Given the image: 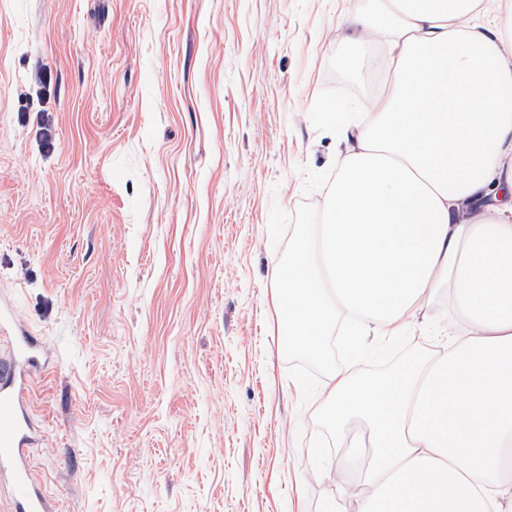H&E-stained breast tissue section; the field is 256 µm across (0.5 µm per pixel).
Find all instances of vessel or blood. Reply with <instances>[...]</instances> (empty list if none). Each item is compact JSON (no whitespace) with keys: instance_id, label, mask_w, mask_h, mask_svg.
Listing matches in <instances>:
<instances>
[{"instance_id":"b4317fda","label":"vessel or blood","mask_w":512,"mask_h":512,"mask_svg":"<svg viewBox=\"0 0 512 512\" xmlns=\"http://www.w3.org/2000/svg\"><path fill=\"white\" fill-rule=\"evenodd\" d=\"M0 334L14 339L10 354L0 359V487L9 491L11 512H49L26 458L35 442L26 394L40 346L18 324L5 299L0 301Z\"/></svg>"}]
</instances>
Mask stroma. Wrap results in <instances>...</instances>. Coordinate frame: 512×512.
Segmentation results:
<instances>
[{
	"mask_svg": "<svg viewBox=\"0 0 512 512\" xmlns=\"http://www.w3.org/2000/svg\"><path fill=\"white\" fill-rule=\"evenodd\" d=\"M384 0H0V295L48 356L27 393L50 512H325L343 478L277 297L321 220L344 66ZM448 290L358 351L436 349ZM374 27L373 19L358 11L352 12L349 19L348 32L344 39L348 43V64H357L367 49L366 40Z\"/></svg>",
	"mask_w": 512,
	"mask_h": 512,
	"instance_id": "stroma-1",
	"label": "stroma"
}]
</instances>
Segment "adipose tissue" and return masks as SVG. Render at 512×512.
I'll return each mask as SVG.
<instances>
[{
  "mask_svg": "<svg viewBox=\"0 0 512 512\" xmlns=\"http://www.w3.org/2000/svg\"><path fill=\"white\" fill-rule=\"evenodd\" d=\"M392 75L344 144L315 237L278 300L289 345L316 354L397 336L448 286V339L385 376L335 371L326 421L353 417L340 512H512V0H388Z\"/></svg>",
  "mask_w": 512,
  "mask_h": 512,
  "instance_id": "adipose-tissue-1",
  "label": "adipose tissue"
}]
</instances>
